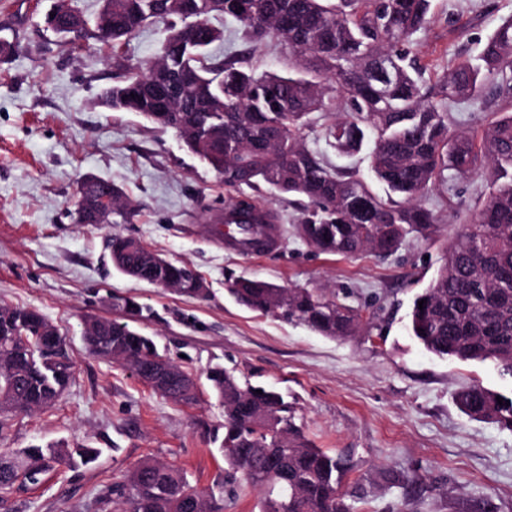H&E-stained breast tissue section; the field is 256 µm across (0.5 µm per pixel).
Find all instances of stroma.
Masks as SVG:
<instances>
[{
  "instance_id": "35a3bbf8",
  "label": "stroma",
  "mask_w": 512,
  "mask_h": 512,
  "mask_svg": "<svg viewBox=\"0 0 512 512\" xmlns=\"http://www.w3.org/2000/svg\"><path fill=\"white\" fill-rule=\"evenodd\" d=\"M55 4L0 0V38L11 44L0 58V304L48 317L74 378L54 407L10 416L0 448L62 443L102 454L1 496L0 512H116L105 501L113 482L145 459L183 469L201 489L224 480V410L209 389L194 404H176L129 366L90 354L85 320L116 318L112 304L125 296L151 308L142 331L185 371L201 378L218 364L280 391L306 439L350 464L341 491L352 512H512V430L455 403L472 384L512 397V378L489 361L436 357L405 329L413 297L456 231V212L478 205L487 176L432 192L444 225L386 258L305 245L292 233L297 207L265 189L258 198L277 218L279 247L254 257L226 251L213 218L229 193L216 172L173 131L100 105L118 74L112 53L95 39L79 49L57 42L45 29ZM432 13L416 36L431 68L477 54L512 17V0H432ZM89 176L123 186L136 210L108 224L76 223L77 185ZM116 234L194 266L207 297L117 272L107 250ZM243 275L335 289L352 305L382 308L389 323L326 338L238 306L227 288Z\"/></svg>"
}]
</instances>
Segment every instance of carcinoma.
I'll return each mask as SVG.
<instances>
[{
	"label": "carcinoma",
	"mask_w": 512,
	"mask_h": 512,
	"mask_svg": "<svg viewBox=\"0 0 512 512\" xmlns=\"http://www.w3.org/2000/svg\"><path fill=\"white\" fill-rule=\"evenodd\" d=\"M231 18L251 51L272 40L288 49L285 72H257L248 58L213 56L224 41L215 24ZM107 21L104 42L116 57L141 29L162 23L167 36L153 60L125 68L104 105L139 112L175 132L192 154L235 192L225 208L241 244L253 247L269 211L248 191L266 186L300 206L296 237L324 253L379 257L410 239H429L443 223L429 203L438 185L465 181L488 170L493 183L481 205L457 217L459 227L443 263L418 293L406 329L439 358L491 360L512 375V104L492 112L478 133L459 127L453 108L482 99L487 88L512 91V19L502 23L478 55L431 70L418 62L414 35L431 21L430 0H103L97 19L80 38ZM337 112L331 122L321 118ZM320 128L314 140L308 133ZM336 152H366L368 175L333 168L318 142ZM78 197L112 199L123 215L135 202L117 183L112 189L83 181ZM135 242L116 236L112 260L133 268L140 281L175 285L174 292L201 299L195 267L166 262L158 272L128 251ZM227 291L247 310L299 324L331 339L358 334L359 308L334 291L285 288L242 276ZM423 305H418L419 301ZM115 319H97L86 336L98 357L145 365L160 357L154 337L133 325L149 308L120 299ZM56 326L38 309L0 305V428L12 413L54 406L72 380L67 353L43 350ZM177 377L153 391L176 403L198 400L195 378L175 366ZM224 409L219 449L228 476L269 488L263 512H350L340 491L342 459L314 447L295 412L270 388L241 381L216 365L205 374ZM262 393H256V390ZM471 385L456 394L466 415L512 430V405ZM99 448L62 444L0 451V494L16 482L36 486L53 465L96 461ZM120 512H224V485L190 484L178 468L144 460L112 485Z\"/></svg>",
	"instance_id": "obj_1"
}]
</instances>
